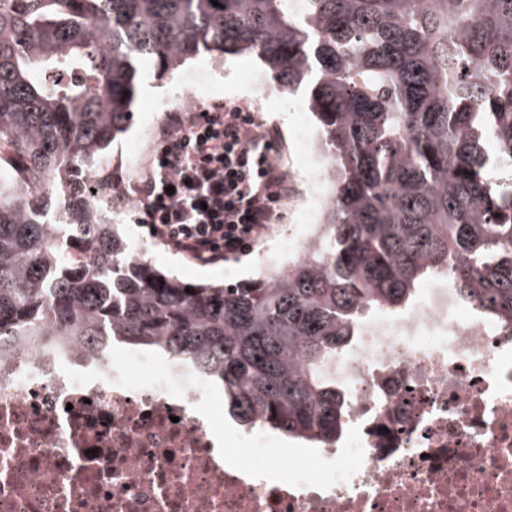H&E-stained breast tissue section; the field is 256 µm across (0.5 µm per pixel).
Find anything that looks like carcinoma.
Masks as SVG:
<instances>
[{
    "label": "carcinoma",
    "instance_id": "1",
    "mask_svg": "<svg viewBox=\"0 0 512 512\" xmlns=\"http://www.w3.org/2000/svg\"><path fill=\"white\" fill-rule=\"evenodd\" d=\"M252 54L309 88L332 159L305 256L248 287L186 285L125 252L83 189L128 129L143 67ZM0 355L186 359L243 426L333 444L349 396L324 368L374 310L448 273L512 328V0H0ZM64 201L49 219L51 192Z\"/></svg>",
    "mask_w": 512,
    "mask_h": 512
}]
</instances>
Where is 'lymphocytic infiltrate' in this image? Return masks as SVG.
I'll return each mask as SVG.
<instances>
[{
	"label": "lymphocytic infiltrate",
	"instance_id": "obj_1",
	"mask_svg": "<svg viewBox=\"0 0 512 512\" xmlns=\"http://www.w3.org/2000/svg\"><path fill=\"white\" fill-rule=\"evenodd\" d=\"M278 140L275 127L232 102L169 113L129 181L138 223L187 258L236 256L281 218L290 185Z\"/></svg>",
	"mask_w": 512,
	"mask_h": 512
}]
</instances>
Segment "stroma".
Returning a JSON list of instances; mask_svg holds the SVG:
<instances>
[{"label":"stroma","instance_id":"35a3bbf8","mask_svg":"<svg viewBox=\"0 0 512 512\" xmlns=\"http://www.w3.org/2000/svg\"><path fill=\"white\" fill-rule=\"evenodd\" d=\"M246 71L263 80V90H256L243 81L242 74ZM195 72L208 75L209 91L203 98L204 104L236 101L248 105L263 123L275 126L280 132L276 150L278 159L288 172H296L294 135L297 124H307L314 134L319 131L316 119L304 108V92L283 95L276 79L251 55L221 56L203 51L165 75H157L152 70L145 72L142 86L158 88L159 93L153 97L138 95L127 132L111 142L103 152L106 163L99 167L100 175L110 178L114 184L127 185L134 168L127 155V146L140 141L145 147H152L157 129L188 88L187 75ZM301 221L300 213L284 212L280 223L273 225L268 234L250 243L244 252L207 265L187 259L169 246L149 241L148 229L136 223L134 211H127L121 219L119 231L131 254L145 252L157 269L178 277L184 283L199 285L222 282L242 286L251 283L263 272V251L275 249L288 225Z\"/></svg>","mask_w":512,"mask_h":512}]
</instances>
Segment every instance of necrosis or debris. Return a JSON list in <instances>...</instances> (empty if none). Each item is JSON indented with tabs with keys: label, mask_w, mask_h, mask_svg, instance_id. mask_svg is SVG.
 Returning <instances> with one entry per match:
<instances>
[{
	"label": "necrosis or debris",
	"mask_w": 512,
	"mask_h": 512,
	"mask_svg": "<svg viewBox=\"0 0 512 512\" xmlns=\"http://www.w3.org/2000/svg\"><path fill=\"white\" fill-rule=\"evenodd\" d=\"M297 137L304 222L266 259L280 271L328 201V159ZM327 373L346 428L298 455L269 430L224 436L191 363L19 345L0 357V512H512V331L457 310L447 279L366 319Z\"/></svg>",
	"instance_id": "1"
}]
</instances>
